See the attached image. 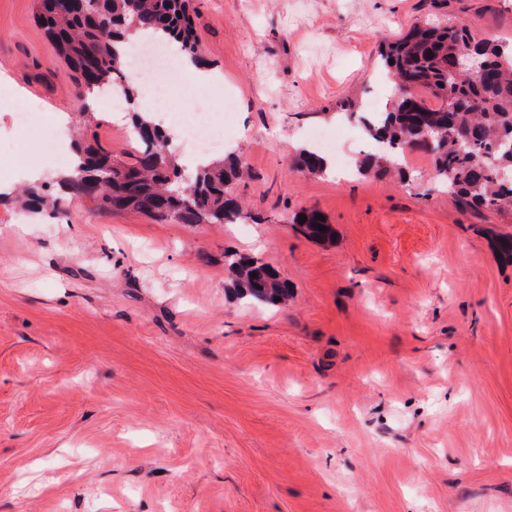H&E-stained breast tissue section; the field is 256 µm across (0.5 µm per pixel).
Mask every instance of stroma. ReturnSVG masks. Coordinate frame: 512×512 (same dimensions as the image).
Instances as JSON below:
<instances>
[{"label":"stroma","instance_id":"obj_1","mask_svg":"<svg viewBox=\"0 0 512 512\" xmlns=\"http://www.w3.org/2000/svg\"><path fill=\"white\" fill-rule=\"evenodd\" d=\"M0 0V73L50 135L77 91L35 20ZM204 69L234 103L252 177L232 224L158 222L62 196L0 204V512H512V215L459 205L429 155L399 181L341 102L392 87L386 42L462 20L512 40V0H191ZM111 99L101 143L133 149ZM342 165L309 174L316 135ZM0 112V187L32 158ZM323 213L316 243L292 215ZM287 279V306L228 289L225 254ZM317 214L321 213L315 209H302L295 213L292 219L295 232L305 239L312 241H325L331 239L332 235L335 234V229L331 224H328L325 217V221L316 219ZM299 215L306 216V221L303 224L299 223ZM318 225L325 226L326 231H318Z\"/></svg>","mask_w":512,"mask_h":512}]
</instances>
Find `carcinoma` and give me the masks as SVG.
<instances>
[{
    "instance_id": "carcinoma-1",
    "label": "carcinoma",
    "mask_w": 512,
    "mask_h": 512,
    "mask_svg": "<svg viewBox=\"0 0 512 512\" xmlns=\"http://www.w3.org/2000/svg\"><path fill=\"white\" fill-rule=\"evenodd\" d=\"M36 21L65 63L79 100L107 87L118 88L127 101L136 99V88L123 79L122 55L126 35L137 29L160 33L158 40L176 42L183 56L201 64L187 0H84L82 6L78 0H37ZM472 48L485 65L478 77L457 68L460 54ZM380 56L397 90L390 111L364 117L368 139L384 152L364 155L357 172L400 174V155L420 148L431 156L436 178L464 206L512 212V180L500 177V170H512V43L479 38L461 20L417 23L384 44ZM131 124L137 148L119 161L95 133L75 141L77 175L58 179L60 191L90 198L103 210H134L159 222L231 224L241 218L236 187L248 170L240 155L225 152L187 175L166 129L135 111ZM324 161L322 153L303 148L297 166L321 173ZM54 184L27 187L24 203L33 209L57 204ZM317 214H294L295 232L312 241L331 239L335 229ZM224 264L237 298L262 306L288 301V281L269 264L234 252L224 255Z\"/></svg>"
}]
</instances>
